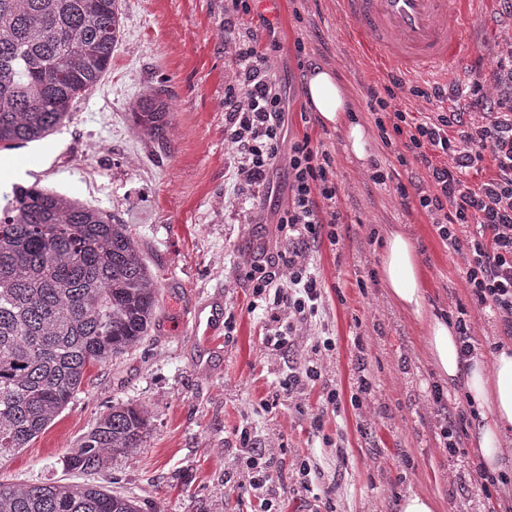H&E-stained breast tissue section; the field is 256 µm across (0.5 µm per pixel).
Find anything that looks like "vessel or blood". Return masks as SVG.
Segmentation results:
<instances>
[{
  "label": "vessel or blood",
  "mask_w": 512,
  "mask_h": 512,
  "mask_svg": "<svg viewBox=\"0 0 512 512\" xmlns=\"http://www.w3.org/2000/svg\"><path fill=\"white\" fill-rule=\"evenodd\" d=\"M478 0H341L372 58L406 75L452 73Z\"/></svg>",
  "instance_id": "b4317fda"
}]
</instances>
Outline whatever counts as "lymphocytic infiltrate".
Wrapping results in <instances>:
<instances>
[{"mask_svg":"<svg viewBox=\"0 0 512 512\" xmlns=\"http://www.w3.org/2000/svg\"><path fill=\"white\" fill-rule=\"evenodd\" d=\"M270 54L259 46L256 34L239 43L238 93L224 104L227 133L236 144L240 162L229 178L234 188L249 186L265 191L284 140L286 96L269 67ZM501 96L488 108L484 124L462 129L457 113L436 112L420 117L392 109L393 90L379 93L368 88L369 110L383 142L398 138L400 165L416 164L427 170V185L407 189L398 185L401 199H414L432 221L449 250L464 259V278L477 306L489 309L512 337V50L499 56L492 74ZM247 109H240V99ZM458 135H449L451 127ZM492 153L495 179L469 187L466 181L485 153ZM288 198L278 222L275 252H261L251 263L252 307L267 313L266 346L287 347L297 327L316 318L322 302V285L307 258L309 244L337 246L336 173L331 153L311 146L310 137L294 142L288 153ZM429 397L443 412L439 442L449 462L464 456L462 436L468 422L463 406H452V395L436 382L428 385Z\"/></svg>","mask_w":512,"mask_h":512,"instance_id":"lymphocytic-infiltrate-1","label":"lymphocytic infiltrate"}]
</instances>
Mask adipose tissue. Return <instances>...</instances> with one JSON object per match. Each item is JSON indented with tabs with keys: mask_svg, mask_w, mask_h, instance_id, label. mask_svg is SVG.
Returning <instances> with one entry per match:
<instances>
[{
	"mask_svg": "<svg viewBox=\"0 0 512 512\" xmlns=\"http://www.w3.org/2000/svg\"><path fill=\"white\" fill-rule=\"evenodd\" d=\"M306 98L322 124L344 129L346 148L358 160L371 154L365 128L350 120V101L333 71L319 66L305 78ZM381 286L391 301L426 323V349L438 376L448 383H464L478 410L471 423L472 452L493 473L512 463V450L503 441L512 432V343H502L493 366H486L481 353L459 355L454 325L430 314L424 268L412 239L399 229L386 237L380 263Z\"/></svg>",
	"mask_w": 512,
	"mask_h": 512,
	"instance_id": "1",
	"label": "adipose tissue"
}]
</instances>
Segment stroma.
I'll return each instance as SVG.
<instances>
[{
	"label": "stroma",
	"mask_w": 512,
	"mask_h": 512,
	"mask_svg": "<svg viewBox=\"0 0 512 512\" xmlns=\"http://www.w3.org/2000/svg\"><path fill=\"white\" fill-rule=\"evenodd\" d=\"M122 8L121 38L135 55L115 51L105 86L80 97L70 119L42 143L0 152V207L16 184L82 197L85 175L94 172L92 205L129 225L158 275L156 326L129 355L88 369L46 431L0 459V484H102L136 497L144 512L158 501L169 512H263L267 494L249 487L251 471L237 433L248 426L258 443L275 450L274 470L285 488L279 512H395L410 491L441 495L443 512H486L482 496L463 488V465L449 464L439 446L442 417L427 394L436 374L424 329L371 279L389 228L402 225L415 241L433 313L450 319L466 307L486 362L494 360L501 325L489 310L472 305L461 256L448 250L425 214L399 197L397 184H409L412 173L398 164L394 149L376 135L368 161L348 156L344 132L318 122L301 82L304 63L330 68L353 101L354 117L370 128L367 89L387 85L389 69L364 61L338 0H254L250 14L235 16L225 15L224 0H123ZM502 8L501 0H481L472 45L441 100L411 95L423 80L407 77L395 104L413 113L453 110L467 126L484 122L464 88L479 81L488 102L499 97L489 76L497 56L512 48V21ZM270 30L280 44L271 70L286 93V139L307 134L312 147L330 151L340 213L339 246L309 250L323 306L281 351L266 348L265 320L248 309L246 274L258 248L271 251L277 244L288 169L282 163L270 172L273 191L261 199L247 189L234 192L228 175L239 155L224 134V100L238 80L224 44ZM298 40L304 53L295 51ZM160 87L171 97L173 123L166 141L151 142L135 132L127 103ZM87 138L104 142L105 149L85 164L79 147ZM377 165L392 169V181L372 180ZM185 316L198 317L208 335L177 334ZM326 337L334 350L314 355L313 344ZM313 357L326 385L338 388L345 401L340 414L323 411V387L275 392L289 366ZM362 372L373 389L355 407L349 399ZM274 394L277 406L261 408L262 399ZM128 400L147 404L152 415L136 458L113 460L105 476L66 469L65 458L108 407ZM317 414L335 447H321L313 434L310 419ZM306 457L320 469L307 484L298 472Z\"/></svg>",
	"instance_id": "1"
}]
</instances>
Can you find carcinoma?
Here are the masks:
<instances>
[{"label": "carcinoma", "mask_w": 512, "mask_h": 512, "mask_svg": "<svg viewBox=\"0 0 512 512\" xmlns=\"http://www.w3.org/2000/svg\"><path fill=\"white\" fill-rule=\"evenodd\" d=\"M120 0H0V149L44 139L109 67ZM135 127L163 140L170 98L128 102ZM157 275L129 226L56 190L19 187L0 216V459L42 434L83 384L156 324ZM143 404L108 408L66 461L105 474L133 459L150 426ZM0 512H142L102 486L0 488Z\"/></svg>", "instance_id": "1"}]
</instances>
